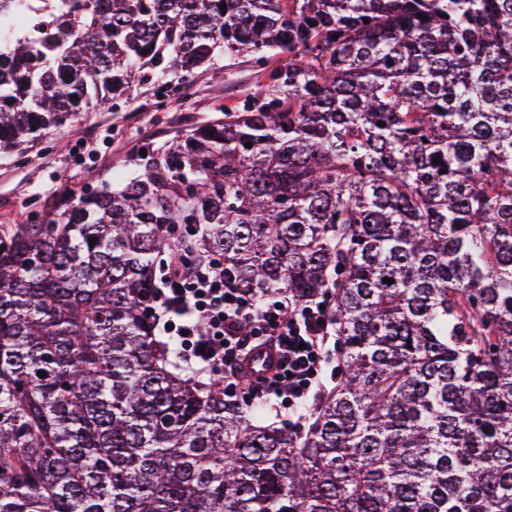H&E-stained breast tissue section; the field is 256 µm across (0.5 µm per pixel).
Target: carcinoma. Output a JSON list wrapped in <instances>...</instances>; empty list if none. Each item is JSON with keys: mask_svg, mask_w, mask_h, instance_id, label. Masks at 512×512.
<instances>
[{"mask_svg": "<svg viewBox=\"0 0 512 512\" xmlns=\"http://www.w3.org/2000/svg\"><path fill=\"white\" fill-rule=\"evenodd\" d=\"M221 55L224 121L0 226V512H512V0H85L0 51V153ZM176 253L325 302L306 431L178 372Z\"/></svg>", "mask_w": 512, "mask_h": 512, "instance_id": "1", "label": "carcinoma"}]
</instances>
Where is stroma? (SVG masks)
<instances>
[{
	"label": "stroma",
	"mask_w": 512,
	"mask_h": 512,
	"mask_svg": "<svg viewBox=\"0 0 512 512\" xmlns=\"http://www.w3.org/2000/svg\"><path fill=\"white\" fill-rule=\"evenodd\" d=\"M263 80L246 59L222 58L169 81L168 108L157 105L158 86H142L120 107L104 105L23 152L0 155V225L40 223L64 198L118 185L124 175L144 170L145 148H162L223 118L225 107Z\"/></svg>",
	"instance_id": "35a3bbf8"
}]
</instances>
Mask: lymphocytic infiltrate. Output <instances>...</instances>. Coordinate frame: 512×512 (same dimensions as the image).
<instances>
[{
    "label": "lymphocytic infiltrate",
    "mask_w": 512,
    "mask_h": 512,
    "mask_svg": "<svg viewBox=\"0 0 512 512\" xmlns=\"http://www.w3.org/2000/svg\"><path fill=\"white\" fill-rule=\"evenodd\" d=\"M163 330L177 337L194 369L220 376L227 392L243 387L239 361L253 346L273 344L283 352L280 371L250 383L246 400L277 399L304 406L330 366L331 332L325 304L303 306L287 294L257 303L227 285L224 267L184 266L174 269L160 290Z\"/></svg>",
    "instance_id": "1"
}]
</instances>
